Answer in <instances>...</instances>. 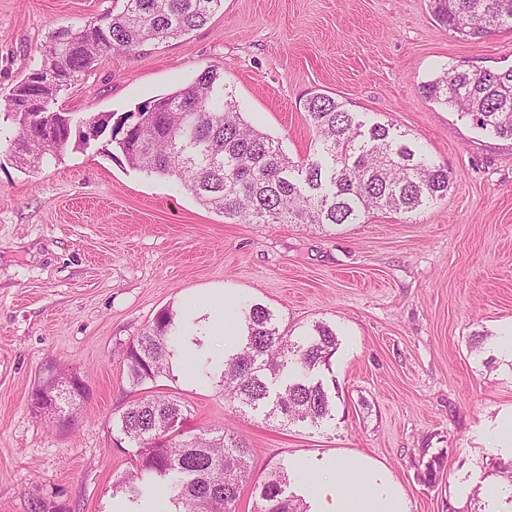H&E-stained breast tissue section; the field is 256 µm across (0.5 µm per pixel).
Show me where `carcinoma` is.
Here are the masks:
<instances>
[{
  "mask_svg": "<svg viewBox=\"0 0 512 512\" xmlns=\"http://www.w3.org/2000/svg\"><path fill=\"white\" fill-rule=\"evenodd\" d=\"M222 0H124L120 12L74 30L48 34L39 72L47 105L38 120L4 108L18 127L13 158L36 167L67 147L72 132L92 122L102 130L101 150L118 148L135 168L171 177L203 205L248 224H359L374 210L412 214L447 196L450 175L394 135L390 126L363 129L354 113L333 97L306 100L314 132L313 155L295 161L282 146L248 124L218 72L147 101L120 122L112 114L75 116L56 108L60 93L88 75L97 58L112 51L135 53L204 26ZM434 18L463 38L480 39L512 29V0H429ZM427 98L473 120L477 128L512 138V67L471 70L460 63L423 85ZM246 335L216 373L224 397L253 411L269 409L285 422L317 425L332 416L333 397L314 374L330 366L336 332L325 324L294 341L279 330L270 309L242 307ZM180 326L172 311H160L124 352L132 386L172 373ZM180 401L153 391L118 411L113 427L136 448L131 469L118 484L133 504L157 491L176 512H236L249 475L251 450L226 429L188 438L171 436L183 419ZM291 475L280 467L255 486L256 512H308L287 494Z\"/></svg>",
  "mask_w": 512,
  "mask_h": 512,
  "instance_id": "carcinoma-1",
  "label": "carcinoma"
}]
</instances>
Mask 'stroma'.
Returning <instances> with one entry per match:
<instances>
[{
    "mask_svg": "<svg viewBox=\"0 0 512 512\" xmlns=\"http://www.w3.org/2000/svg\"><path fill=\"white\" fill-rule=\"evenodd\" d=\"M123 0H0V108L41 63L53 26L80 28ZM465 63L512 67V30L476 41L428 0H223L203 27L128 55L101 56L59 108L120 119L217 70L245 120L294 160L314 148L304 105L322 93L365 124H393L451 174L448 194L404 217L340 226L247 224L200 204L120 150L70 141L40 167L0 149V512H128L115 484L133 459L112 421L140 397L122 350L161 310L192 317L224 297L269 308L292 338L325 323L338 345L317 373L331 420L294 425L242 412L218 381L162 378L186 407L187 437L229 428L252 450V481L280 465L325 468L358 453L396 483L409 512H512V139L478 129L421 86ZM88 398L60 426L31 405L51 373ZM440 456L434 483L421 452Z\"/></svg>",
    "mask_w": 512,
    "mask_h": 512,
    "instance_id": "35a3bbf8",
    "label": "stroma"
}]
</instances>
